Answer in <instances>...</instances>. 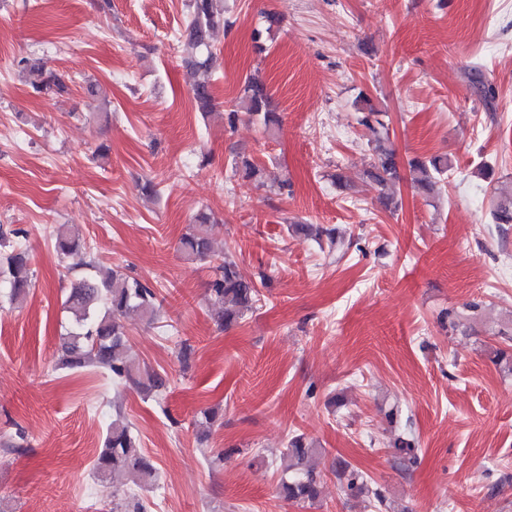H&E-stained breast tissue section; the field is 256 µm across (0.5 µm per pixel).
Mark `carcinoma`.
Returning a JSON list of instances; mask_svg holds the SVG:
<instances>
[{
    "instance_id": "1",
    "label": "carcinoma",
    "mask_w": 512,
    "mask_h": 512,
    "mask_svg": "<svg viewBox=\"0 0 512 512\" xmlns=\"http://www.w3.org/2000/svg\"><path fill=\"white\" fill-rule=\"evenodd\" d=\"M231 22L224 17V0H190L189 18L179 33L178 42L184 51L182 64L197 111L210 113L215 108V99L210 80V71L215 62L213 39L220 29H228ZM22 72L36 92L53 91L62 95L69 91L71 78L46 68L38 57H25L20 61ZM240 107L262 124L264 132L273 135L280 130L281 119L264 81L257 75L246 79L239 97ZM364 110L360 124L370 131L377 142V162L368 176L385 187L398 178L395 152L382 144L378 128L384 126L371 101L363 100ZM414 173L415 187L426 194L434 191L441 176L448 172V160L432 157L427 160L415 158L409 162ZM238 174L248 180L262 178L258 163L248 157L235 159ZM210 216H197V224L180 239V251L190 260L206 261L212 271L208 291L217 305L215 322L222 328L238 323L242 316L253 310L259 301L258 281L241 274L236 262L226 254L215 250L209 233ZM294 234H303L319 239L323 236L335 240V229L314 224H292ZM21 230L9 231L0 227V248H8L6 269L0 274V284L9 288V299L13 302L25 298L31 287L32 271L29 253L22 248L10 247L9 236H19ZM56 253L66 258L78 253H87V247L79 230L69 227L57 229L54 238ZM81 276L71 283L64 308L70 314L71 324L65 331L58 348L56 368L75 372L87 367L104 370L112 379L133 385L149 397L161 399L167 389V378L157 371L142 373L130 358L128 340L120 323V317L136 313L151 321L160 304L157 294L146 282L122 272L120 269L103 268L94 256L77 264ZM396 449L397 460L411 461L415 458V442L411 435H400L391 443ZM318 449L306 443L301 435L292 437L281 460L282 477L279 494L286 500L314 504L321 494V476L312 465ZM95 470L97 476L114 482L130 477L141 489L153 488L157 468L143 452L132 427L121 413L112 417L106 431L103 447L98 454ZM334 474L347 491L369 494L373 507L382 512L386 497L379 488L368 486L364 473L345 461H337ZM112 512H147L143 499L135 493H125L112 503Z\"/></svg>"
}]
</instances>
